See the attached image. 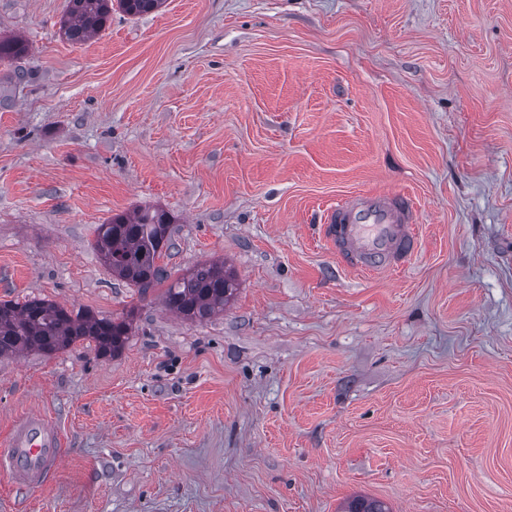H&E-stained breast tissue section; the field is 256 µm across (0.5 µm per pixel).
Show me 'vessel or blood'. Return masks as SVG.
Here are the masks:
<instances>
[{
    "mask_svg": "<svg viewBox=\"0 0 512 512\" xmlns=\"http://www.w3.org/2000/svg\"><path fill=\"white\" fill-rule=\"evenodd\" d=\"M322 234L343 266L365 274L401 271L418 251L416 211L401 193H358L337 202L326 212ZM62 455L57 431L33 414L0 448V471L17 488L42 487Z\"/></svg>",
    "mask_w": 512,
    "mask_h": 512,
    "instance_id": "1",
    "label": "vessel or blood"
}]
</instances>
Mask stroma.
Wrapping results in <instances>:
<instances>
[{
	"instance_id": "35a3bbf8",
	"label": "stroma",
	"mask_w": 512,
	"mask_h": 512,
	"mask_svg": "<svg viewBox=\"0 0 512 512\" xmlns=\"http://www.w3.org/2000/svg\"><path fill=\"white\" fill-rule=\"evenodd\" d=\"M66 4L0 0V301L133 329L0 358V444L39 411L65 450L0 512H512V0H165L85 44ZM360 192L412 199L401 272L321 237ZM144 205L171 277L234 269L223 314L100 260Z\"/></svg>"
}]
</instances>
